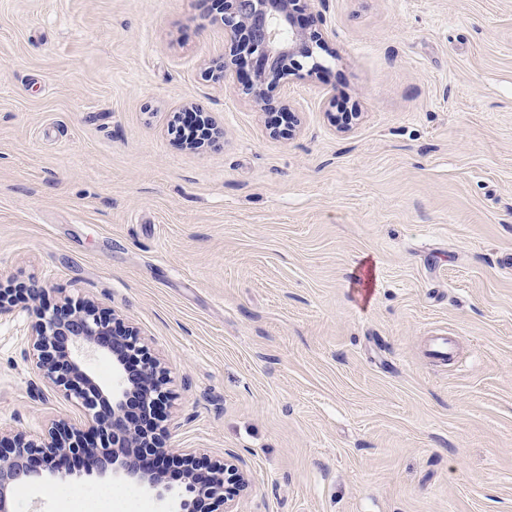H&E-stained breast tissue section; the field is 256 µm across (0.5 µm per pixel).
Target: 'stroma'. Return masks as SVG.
<instances>
[{"mask_svg":"<svg viewBox=\"0 0 512 512\" xmlns=\"http://www.w3.org/2000/svg\"><path fill=\"white\" fill-rule=\"evenodd\" d=\"M304 8L336 36L274 138L208 74L213 0H0V285L138 327L241 512H512V0ZM190 103L221 145L179 144ZM32 321L0 313V430L35 437L81 412Z\"/></svg>","mask_w":512,"mask_h":512,"instance_id":"obj_1","label":"stroma"}]
</instances>
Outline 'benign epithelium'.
<instances>
[{
	"label": "benign epithelium",
	"mask_w": 512,
	"mask_h": 512,
	"mask_svg": "<svg viewBox=\"0 0 512 512\" xmlns=\"http://www.w3.org/2000/svg\"><path fill=\"white\" fill-rule=\"evenodd\" d=\"M224 24L229 52L212 60L208 73L223 79L245 59L250 64L243 90L262 109L278 113L270 135L286 136L300 124L298 113L273 99L272 91L289 73L311 78L322 68L315 49H324L334 32L322 14L304 17L299 0H213ZM44 289L0 287V312ZM35 321L28 335V356L44 381L75 400L84 423L53 421L31 437L16 430L0 432V512H15L13 492L24 485L49 489L78 468L88 475L134 482L163 500L171 491L165 470L175 465L184 476V493L174 512H239L238 500L249 487L235 456L203 464L197 452L175 454L160 425L170 397L162 363L152 356L137 327L90 300H65L49 309L31 308ZM112 359L113 377L101 384L90 357Z\"/></svg>",
	"instance_id": "7a95c632"
}]
</instances>
